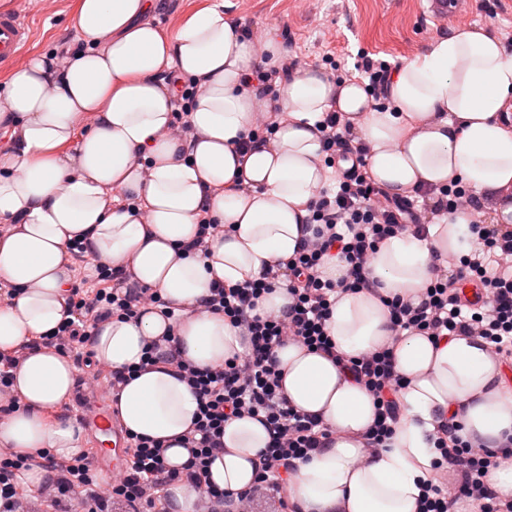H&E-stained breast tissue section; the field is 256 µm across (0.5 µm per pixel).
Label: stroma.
<instances>
[{
  "label": "stroma",
  "instance_id": "obj_1",
  "mask_svg": "<svg viewBox=\"0 0 512 512\" xmlns=\"http://www.w3.org/2000/svg\"><path fill=\"white\" fill-rule=\"evenodd\" d=\"M77 0H51L38 10L33 0H0V7L22 11L33 26L26 54L75 52L81 43L72 25ZM423 0H161L156 22L172 30L196 11L214 5L249 30L253 40L274 39L285 58L305 57L332 79L343 80L357 53L365 51L391 65L411 60L432 37L454 24L483 27L500 40L512 36V0H471L457 23L426 17Z\"/></svg>",
  "mask_w": 512,
  "mask_h": 512
}]
</instances>
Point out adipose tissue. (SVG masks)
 I'll use <instances>...</instances> for the list:
<instances>
[{
    "label": "adipose tissue",
    "mask_w": 512,
    "mask_h": 512,
    "mask_svg": "<svg viewBox=\"0 0 512 512\" xmlns=\"http://www.w3.org/2000/svg\"><path fill=\"white\" fill-rule=\"evenodd\" d=\"M155 0H78L73 25L83 50L60 59L31 55L0 93V125L12 145L0 151V281L14 290L0 304V353L24 350L13 371L19 410L0 416V446L28 455L67 458L84 445L70 419L51 408L70 398L77 369L30 340L60 326L73 271L68 245L82 240L101 264L161 293L182 317L155 310L138 319L98 323L91 350L98 364L139 372L111 396L128 431L165 442L170 469L189 452L181 439L197 401L167 365L143 366L148 341L175 332L183 359L214 367L242 352L239 329L223 314L191 307L213 282L258 277L271 262L294 257L308 236L309 204L330 173L315 128L323 112H342L370 151L365 168L390 198L420 186L462 179L489 201L503 227L512 226V56L482 27L462 26L434 37L399 65L387 89L390 107L373 108L364 86L332 80L320 69L283 76L271 104L280 117L271 144L239 155L269 102L245 82L256 63L253 42L209 7L170 32L153 21ZM192 79L197 94L187 120L189 140L171 137L175 87ZM92 118L84 136L76 131ZM222 224L208 255L192 244L201 214ZM469 216L451 214L427 235L407 231L385 239L366 275L377 291L342 293L327 323L335 356L297 342L278 351L282 387L297 410L318 416L332 437L289 471L288 497L299 512H416L423 482L434 476L438 428L461 422L480 448L512 438V380L477 336L432 342L403 335L394 366L403 378L399 417L384 448L366 451L376 403L336 363L379 350L390 336L386 296L419 300L434 258L469 254L476 241ZM268 429L243 416L225 423L223 448L210 481L236 493L250 488Z\"/></svg>",
    "instance_id": "obj_1"
}]
</instances>
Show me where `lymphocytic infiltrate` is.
<instances>
[{
    "label": "lymphocytic infiltrate",
    "instance_id": "f902f5d3",
    "mask_svg": "<svg viewBox=\"0 0 512 512\" xmlns=\"http://www.w3.org/2000/svg\"><path fill=\"white\" fill-rule=\"evenodd\" d=\"M318 131L333 184L323 188L309 207V221L316 226L313 235L293 258L269 265L254 280L216 285L195 307L199 313L223 314L240 327L243 352L222 366L201 368L181 358L174 336L151 342L147 348L146 364L174 367L198 399L193 427L184 438L190 453L184 470L167 467L160 440L132 433L126 436L127 467L108 478L88 450L62 461L47 450L36 457L4 451L0 453V512H28V496L17 475L37 458L52 472L39 489L42 501L50 507L73 497L79 512H112L116 501L128 512H155L164 487L182 481L197 490L202 512H253L258 493L280 494L283 475L293 460L307 458L323 447L331 435L329 428L317 417L295 409L282 391L279 348L292 340L334 354L327 322L336 297L369 287L365 269L379 243L407 230L425 233L441 217L468 213L477 202L459 181L419 191L415 203L382 198L365 170L368 148L355 143L342 113H326ZM470 231L477 249L455 265L444 260L435 263L420 303L400 297L389 300L392 344L405 332L437 340L469 334L483 338L502 358H512V231H500L494 224H474ZM333 253L347 267L346 277L337 281L319 273L325 258ZM95 272L99 287L72 288L69 319L52 334L36 338V345L80 355L89 351L91 330L98 322L114 317L134 319L152 308L174 318V310L156 290L131 283L124 272L101 264ZM463 282L482 288V305L473 307L461 301L457 286ZM276 288L287 289L292 297L287 311H259L260 299ZM392 344L342 363L376 400L377 417L366 438L373 451L389 439L398 415L395 394L403 379L392 365ZM238 416L260 419L272 438L262 453L254 485L229 494L211 484L209 466L215 451L223 446L225 422ZM461 430L458 424L439 430L436 444L441 458L434 464L438 477L424 487L418 512H451L461 501L476 503L479 512H512V500L496 496L484 482L489 467L512 457V441L500 450L476 449L463 439ZM452 472L458 477L453 488L448 485Z\"/></svg>",
    "mask_w": 512,
    "mask_h": 512
}]
</instances>
